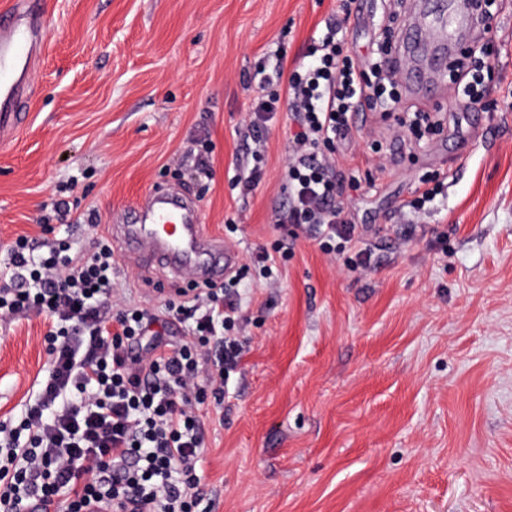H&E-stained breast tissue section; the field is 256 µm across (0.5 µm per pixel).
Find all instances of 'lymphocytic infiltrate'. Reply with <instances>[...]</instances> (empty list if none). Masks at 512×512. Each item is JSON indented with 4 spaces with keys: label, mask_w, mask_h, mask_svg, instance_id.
Listing matches in <instances>:
<instances>
[{
    "label": "lymphocytic infiltrate",
    "mask_w": 512,
    "mask_h": 512,
    "mask_svg": "<svg viewBox=\"0 0 512 512\" xmlns=\"http://www.w3.org/2000/svg\"><path fill=\"white\" fill-rule=\"evenodd\" d=\"M350 6L312 37L306 62L287 68L275 54L259 87L286 83L285 99L257 96L252 129L287 107L291 152L283 178L286 202L272 211L276 224L305 227L325 253L352 246L360 263L358 225L344 214V193L361 182L336 154L351 141L352 114L372 110L398 126L413 124L424 136L441 122L415 109L398 115V81L376 59L393 49L396 14L387 15L376 51L353 54L347 42ZM489 44H475L450 65L472 103L489 93ZM44 238L18 236L8 249L0 280V320L45 316L47 375L18 427L0 425V512H29L32 500L64 502L66 512H194L203 498L196 476L204 436L196 410L206 397L223 403L230 371L243 349L226 336L239 306L223 286L177 290L161 312L136 305L113 307L112 281L119 263L105 235L91 250H73L44 225ZM184 326L171 341L165 328Z\"/></svg>",
    "instance_id": "1"
}]
</instances>
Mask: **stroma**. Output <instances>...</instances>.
Listing matches in <instances>:
<instances>
[{"label": "stroma", "instance_id": "obj_1", "mask_svg": "<svg viewBox=\"0 0 512 512\" xmlns=\"http://www.w3.org/2000/svg\"><path fill=\"white\" fill-rule=\"evenodd\" d=\"M47 3L29 119L0 144V262L46 221L81 247L101 233L121 269L113 298L155 310L186 282L125 252L121 231L157 184L191 198L240 264L271 248L287 110L264 132L258 187L234 182L251 159L255 70L280 47L301 62L341 0ZM491 12V32L473 33L490 43L492 90L471 108L449 86L423 149L378 113L354 118L345 164L366 188L345 208L369 267L301 237L274 282L247 268L231 330L240 369L222 404L198 410L207 512H512V0ZM199 140L203 168L185 157ZM435 172L442 193L411 213ZM46 330L33 314L0 321V423L18 424L36 395Z\"/></svg>", "mask_w": 512, "mask_h": 512}]
</instances>
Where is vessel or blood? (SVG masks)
Wrapping results in <instances>:
<instances>
[{"label":"vessel or blood","instance_id":"1","mask_svg":"<svg viewBox=\"0 0 512 512\" xmlns=\"http://www.w3.org/2000/svg\"><path fill=\"white\" fill-rule=\"evenodd\" d=\"M420 18L406 23L400 32L392 61L405 79L420 80L414 63L434 54L447 66L448 43L454 42L468 15L454 11L450 0H428ZM49 26L43 0H8L0 7V139L8 140L26 119L23 104L30 95V73ZM127 225L125 240L140 251L157 257L176 277L203 282L229 274L237 261L223 252V262L212 256L219 245L198 222L196 205L183 195L155 186L149 189Z\"/></svg>","mask_w":512,"mask_h":512}]
</instances>
